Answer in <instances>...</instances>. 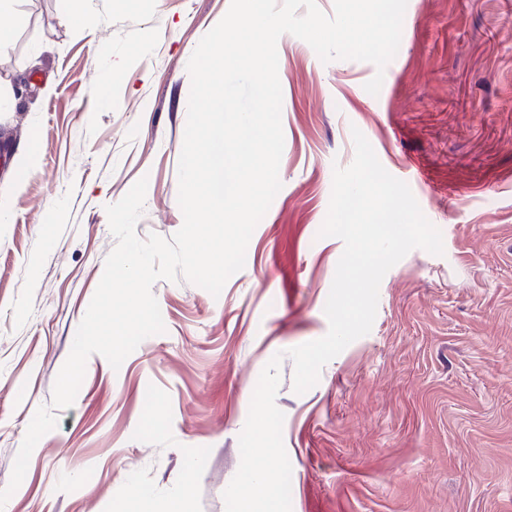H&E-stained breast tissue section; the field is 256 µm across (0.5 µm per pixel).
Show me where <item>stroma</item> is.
Here are the masks:
<instances>
[{"mask_svg":"<svg viewBox=\"0 0 512 512\" xmlns=\"http://www.w3.org/2000/svg\"><path fill=\"white\" fill-rule=\"evenodd\" d=\"M230 2L85 0L75 22L61 0L12 4L0 80L29 91L0 112V489L116 245L107 205L144 177L137 235L183 223L187 64ZM277 50L282 188L244 268L217 297L157 281L164 333L117 369L88 358L0 512H225L263 368L328 331L344 244L318 232L355 128L444 253L386 273L371 331L306 393L284 355L292 512H512V0H407L381 71L290 34Z\"/></svg>","mask_w":512,"mask_h":512,"instance_id":"1","label":"stroma"}]
</instances>
